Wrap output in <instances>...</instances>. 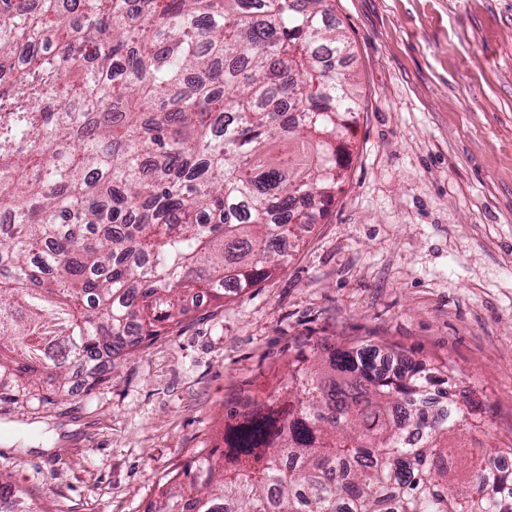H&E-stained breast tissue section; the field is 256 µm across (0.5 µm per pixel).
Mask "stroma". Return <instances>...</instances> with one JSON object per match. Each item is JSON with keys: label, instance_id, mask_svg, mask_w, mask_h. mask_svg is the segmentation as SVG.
<instances>
[{"label": "stroma", "instance_id": "stroma-1", "mask_svg": "<svg viewBox=\"0 0 512 512\" xmlns=\"http://www.w3.org/2000/svg\"><path fill=\"white\" fill-rule=\"evenodd\" d=\"M360 93L345 180L285 270L204 302L67 399L0 402V472L50 512H144L222 442L297 341L373 337L452 361L512 433V0H333Z\"/></svg>", "mask_w": 512, "mask_h": 512}]
</instances>
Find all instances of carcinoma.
Here are the masks:
<instances>
[{
  "mask_svg": "<svg viewBox=\"0 0 512 512\" xmlns=\"http://www.w3.org/2000/svg\"><path fill=\"white\" fill-rule=\"evenodd\" d=\"M331 0H0V395L169 335L190 295L283 268L336 196L360 109ZM221 452L147 512H512L475 392L425 417L446 362L389 373L356 338L295 345ZM11 512H37L0 474Z\"/></svg>",
  "mask_w": 512,
  "mask_h": 512,
  "instance_id": "carcinoma-1",
  "label": "carcinoma"
}]
</instances>
